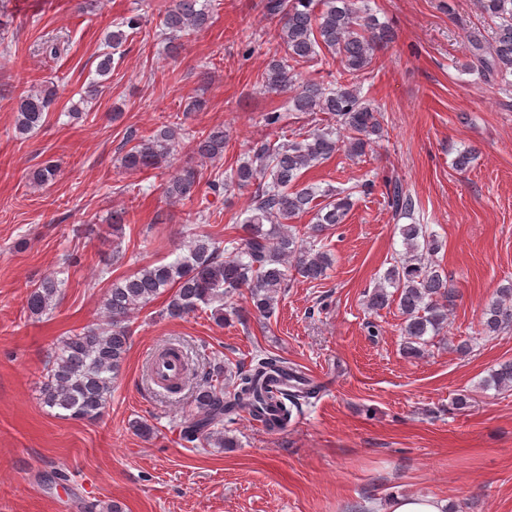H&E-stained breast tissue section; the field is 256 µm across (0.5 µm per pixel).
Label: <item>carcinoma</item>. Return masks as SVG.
Returning a JSON list of instances; mask_svg holds the SVG:
<instances>
[{
	"instance_id": "1",
	"label": "carcinoma",
	"mask_w": 512,
	"mask_h": 512,
	"mask_svg": "<svg viewBox=\"0 0 512 512\" xmlns=\"http://www.w3.org/2000/svg\"><path fill=\"white\" fill-rule=\"evenodd\" d=\"M358 0H268L267 11L277 19L271 35L274 57L264 76V87L276 94L293 91L291 111L322 112L327 126L300 141L253 148L252 158L240 164L223 180H212L217 191L230 185L254 187L249 215L241 227L240 244L228 250L223 242L197 234L187 245V254L167 264L148 265L112 284L104 303V322L96 328L75 332L56 347L47 368L42 390L43 404L57 415L72 420L99 419L112 396V383L130 349V313L162 294H167L166 313L184 318L209 306L215 299L241 289L249 294L253 309L261 316L274 313L277 296L288 288L290 272L306 281H316L332 266L331 255L315 248L313 240L328 227L345 222L353 208L354 192L370 187L361 183L348 190L332 189L316 194L313 187L300 185L305 172L330 159L343 149L356 159L383 134L382 115L361 95V79L372 68L377 52L395 38L393 30ZM480 12L497 21L489 39L473 32L467 35L470 58L489 75L512 88V0H477ZM138 14L122 18L108 32L105 43L114 47L127 40L126 30L141 27ZM212 14L203 0H172L165 10L163 34L170 49L178 50L179 37L208 27ZM331 53L338 64L336 84L327 86L313 79H301L297 67L313 61L322 51ZM55 102L51 91L30 92L17 107L15 128L25 136L37 129ZM179 123L161 126L142 138L123 156L131 170L158 168L170 163L179 139ZM228 134L222 127L200 137L194 153L200 160L224 156ZM202 173L191 165L177 168L171 175L166 195L172 202L191 201ZM322 201H317V197ZM387 205L394 215L410 218L413 198L395 183L387 191ZM316 210L315 223L300 233L288 220ZM404 252L386 269L382 281L367 295L366 306L377 312L397 305L404 322L403 352L409 357L424 353L431 334L439 335L448 326L455 292L435 256L442 242L428 232L425 224L400 225ZM63 281L50 275L34 285L26 297V311L41 318L61 298ZM512 326V287L502 288L482 312V331L495 336ZM178 357L183 374L174 387L196 381V412L181 423L180 438L188 444L216 440L230 447L224 438V422H232L240 412L270 432L284 428L292 408L319 396L322 386L307 377L288 359L271 353L255 355L249 365L239 368L233 381L224 385V366L215 363L200 371L190 356L178 347H167ZM496 390L512 388V360L499 364L485 380Z\"/></svg>"
}]
</instances>
